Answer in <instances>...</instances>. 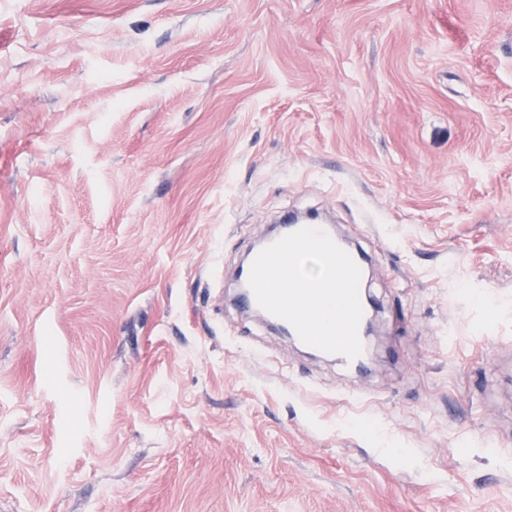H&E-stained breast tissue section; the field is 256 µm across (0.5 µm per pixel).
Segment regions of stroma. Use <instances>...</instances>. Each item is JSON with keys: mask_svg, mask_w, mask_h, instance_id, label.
Here are the masks:
<instances>
[{"mask_svg": "<svg viewBox=\"0 0 512 512\" xmlns=\"http://www.w3.org/2000/svg\"><path fill=\"white\" fill-rule=\"evenodd\" d=\"M287 211L367 373L233 302ZM0 512H512V0H0Z\"/></svg>", "mask_w": 512, "mask_h": 512, "instance_id": "stroma-1", "label": "stroma"}]
</instances>
